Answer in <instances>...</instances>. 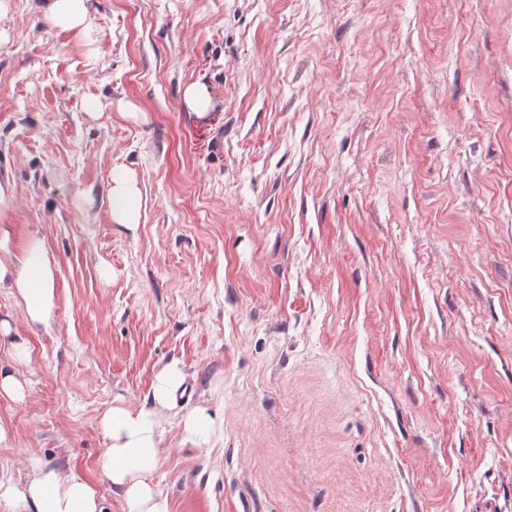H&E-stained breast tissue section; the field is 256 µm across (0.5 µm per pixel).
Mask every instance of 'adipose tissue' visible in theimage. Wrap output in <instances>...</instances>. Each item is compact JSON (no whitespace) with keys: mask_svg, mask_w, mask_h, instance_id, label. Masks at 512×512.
<instances>
[{"mask_svg":"<svg viewBox=\"0 0 512 512\" xmlns=\"http://www.w3.org/2000/svg\"><path fill=\"white\" fill-rule=\"evenodd\" d=\"M41 8L56 27L75 33L84 44H94L90 0H43ZM108 197L111 223L139 222L140 193L126 169H113ZM0 288L10 290L31 326L53 324L58 303L56 267L39 239H31L16 259L0 258ZM183 381L178 365H169L157 374L149 404L137 409L116 406L102 419L109 440L103 469L121 496L125 512H170L167 498L156 490L151 476L160 461L163 411ZM32 469L30 479L21 487L0 477V503L11 512H102L97 491L87 481L61 476L38 463Z\"/></svg>","mask_w":512,"mask_h":512,"instance_id":"1","label":"adipose tissue"}]
</instances>
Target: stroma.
<instances>
[{"mask_svg": "<svg viewBox=\"0 0 512 512\" xmlns=\"http://www.w3.org/2000/svg\"><path fill=\"white\" fill-rule=\"evenodd\" d=\"M39 4L0 17V179L59 302L0 288V475L123 512L101 419L175 363L171 512H512V0H91L93 60ZM109 217L113 224H138L140 193L135 180L124 168L112 170L108 187ZM26 386L11 367L0 365V394L22 399L25 396ZM181 423L184 440L197 444L207 436L214 421L206 408L197 407L184 415Z\"/></svg>", "mask_w": 512, "mask_h": 512, "instance_id": "obj_1", "label": "stroma"}]
</instances>
